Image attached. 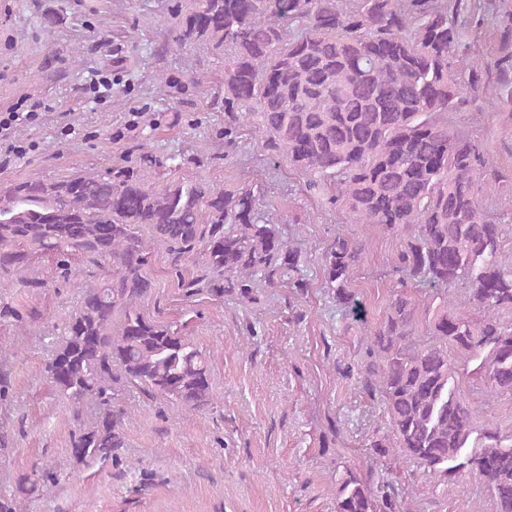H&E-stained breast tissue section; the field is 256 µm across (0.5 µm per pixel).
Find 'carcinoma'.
Wrapping results in <instances>:
<instances>
[{"mask_svg":"<svg viewBox=\"0 0 512 512\" xmlns=\"http://www.w3.org/2000/svg\"><path fill=\"white\" fill-rule=\"evenodd\" d=\"M166 9L179 19L175 42L224 56V148L254 133L307 197L397 240L385 270L396 287L341 368L382 414L365 444L372 462L399 456L445 481L468 474L495 512H512V435L479 419L463 390L475 376L487 401L512 396V323L502 320L512 313V257L494 207L512 199V169L455 121L482 100L512 123V0H166ZM156 175L142 154L104 173L0 186V283L49 287L38 256L57 282L71 281L76 260L96 279L49 337L41 369L68 401L67 456L1 493L0 512H23V496L61 467L121 465L125 391L189 411L213 404L209 356L143 312L156 251L177 277L198 257L199 274L181 281L192 296L253 304L264 285L300 295L311 286L301 249L264 217L254 188ZM367 249L338 231L322 251V288L354 315ZM410 282L428 289L423 299ZM41 318L0 303V320ZM336 512L409 509L399 488L377 494L346 466Z\"/></svg>","mask_w":512,"mask_h":512,"instance_id":"1","label":"carcinoma"}]
</instances>
